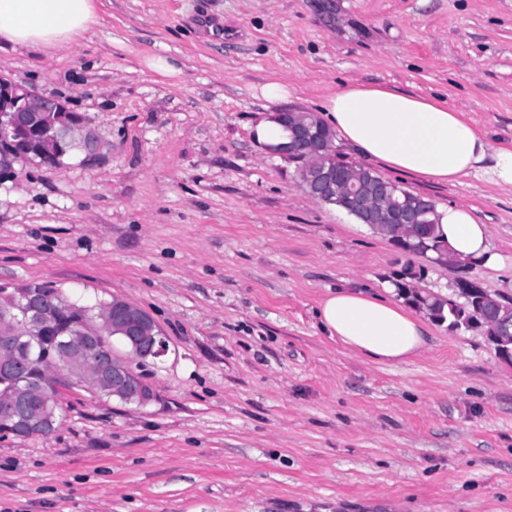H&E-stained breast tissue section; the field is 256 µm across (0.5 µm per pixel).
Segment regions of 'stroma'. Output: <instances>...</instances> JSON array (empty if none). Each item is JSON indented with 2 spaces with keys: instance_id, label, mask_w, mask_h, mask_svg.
Listing matches in <instances>:
<instances>
[{
  "instance_id": "obj_1",
  "label": "stroma",
  "mask_w": 512,
  "mask_h": 512,
  "mask_svg": "<svg viewBox=\"0 0 512 512\" xmlns=\"http://www.w3.org/2000/svg\"><path fill=\"white\" fill-rule=\"evenodd\" d=\"M101 3L72 48L0 46V75L67 98L103 143L0 184V285L120 295L169 350L136 363L148 406L76 388L51 436L1 440L0 512H512V363L435 323L399 365L323 332L329 294L381 291L406 256L252 133L363 84L442 99L511 148L512 0ZM373 169L474 208L512 254V190ZM460 276L512 298L511 265L431 263L418 287Z\"/></svg>"
}]
</instances>
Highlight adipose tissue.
<instances>
[{"mask_svg":"<svg viewBox=\"0 0 512 512\" xmlns=\"http://www.w3.org/2000/svg\"><path fill=\"white\" fill-rule=\"evenodd\" d=\"M97 22L94 0H0L2 43L67 49ZM320 119L366 161L438 183L472 176L512 189V148L493 146L440 100L353 85L326 98ZM439 215L441 238L456 259L488 270L511 260L493 246L473 209L450 206ZM318 315L330 337L384 364L417 354L429 334L410 308L357 289L330 295Z\"/></svg>","mask_w":512,"mask_h":512,"instance_id":"ef3b65f1","label":"adipose tissue"}]
</instances>
